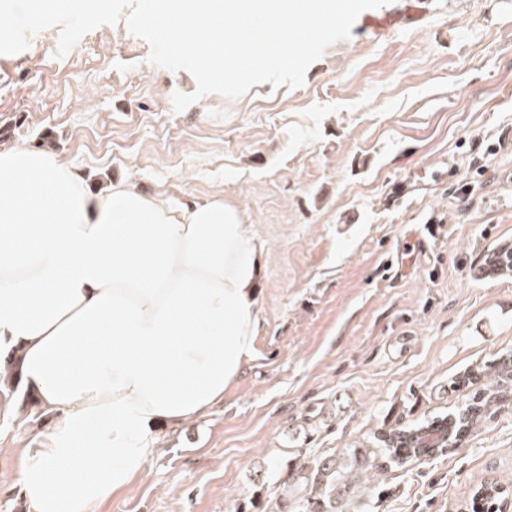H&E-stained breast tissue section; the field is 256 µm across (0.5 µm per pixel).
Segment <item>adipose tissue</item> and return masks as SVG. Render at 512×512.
Returning <instances> with one entry per match:
<instances>
[{
	"label": "adipose tissue",
	"mask_w": 512,
	"mask_h": 512,
	"mask_svg": "<svg viewBox=\"0 0 512 512\" xmlns=\"http://www.w3.org/2000/svg\"><path fill=\"white\" fill-rule=\"evenodd\" d=\"M263 245L216 197L165 201L0 148V362L59 421L23 451L28 512H97L224 400L255 352Z\"/></svg>",
	"instance_id": "1"
}]
</instances>
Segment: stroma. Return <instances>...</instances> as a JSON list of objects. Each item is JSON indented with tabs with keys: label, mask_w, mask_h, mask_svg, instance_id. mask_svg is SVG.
<instances>
[{
	"label": "stroma",
	"mask_w": 512,
	"mask_h": 512,
	"mask_svg": "<svg viewBox=\"0 0 512 512\" xmlns=\"http://www.w3.org/2000/svg\"><path fill=\"white\" fill-rule=\"evenodd\" d=\"M57 24L0 65V146L54 151L99 185L173 202L222 197L265 244L255 356L205 417L162 430L131 491L101 512H256L267 465L355 448L460 408L469 365L512 347V0H391L363 11L297 88L209 94L149 61L126 21L58 55ZM427 237L420 253L415 236ZM396 256L400 275L383 261ZM0 512H27L22 449L52 416L0 387ZM512 482V396L456 447L381 477L353 512H467ZM508 493L509 488L504 486L502 483L498 481H484L476 488L471 499L470 508L472 512H502L495 509L504 507L507 502L506 495ZM492 500H497V508L487 504L488 501Z\"/></svg>",
	"instance_id": "stroma-1"
}]
</instances>
